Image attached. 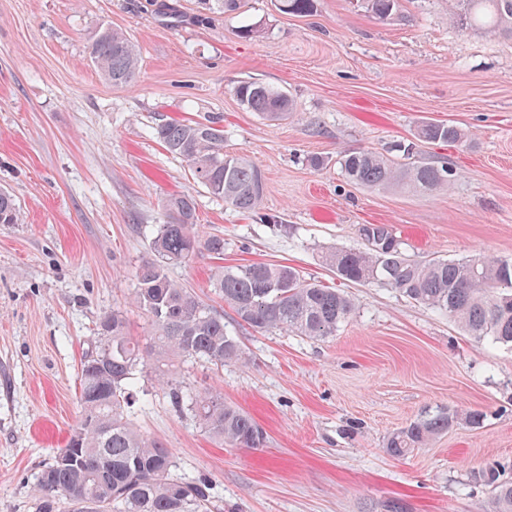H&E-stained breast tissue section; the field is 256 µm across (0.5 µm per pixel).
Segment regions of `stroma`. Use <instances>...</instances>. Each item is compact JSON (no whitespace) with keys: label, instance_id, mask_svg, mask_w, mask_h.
<instances>
[{"label":"stroma","instance_id":"obj_1","mask_svg":"<svg viewBox=\"0 0 512 512\" xmlns=\"http://www.w3.org/2000/svg\"><path fill=\"white\" fill-rule=\"evenodd\" d=\"M316 3L298 17L243 0L201 23L199 0H178L177 22L149 0H0V187L22 213L0 224V512H37L36 479L79 415L77 373L100 317L124 309L129 335H152L129 301L175 194L192 195L201 230L223 236L225 264L294 266L342 289L354 313L325 339L259 333L211 288L219 261L201 252L169 266L248 357L176 361V384L215 389L266 433L259 449L213 438L143 371L131 419L171 448L174 477L206 481L224 512H485L474 472L498 462L512 477V348L389 287L340 280L322 259L366 248L368 224L387 225L417 260L512 258V39L449 25L448 0H403L384 24L362 0ZM252 23L259 36L240 37ZM106 25L139 49L132 85H112L89 59ZM245 80L288 91L296 117L245 109L234 92ZM210 116L224 121L225 151L264 173L261 219L210 195L154 135L162 121ZM424 121L470 136L423 148L455 171L450 189L344 180L340 152L384 151ZM446 407L485 419L387 455L391 433Z\"/></svg>","mask_w":512,"mask_h":512}]
</instances>
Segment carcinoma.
Listing matches in <instances>:
<instances>
[{"label": "carcinoma", "mask_w": 512, "mask_h": 512, "mask_svg": "<svg viewBox=\"0 0 512 512\" xmlns=\"http://www.w3.org/2000/svg\"><path fill=\"white\" fill-rule=\"evenodd\" d=\"M449 19L460 30H486L512 38V0H448ZM240 0H203L211 13L232 12ZM278 9L300 17L312 15L315 0H277ZM366 10L379 21L397 15L401 0H365ZM89 57L114 85H130L139 72V53L132 40L110 26L100 27L89 41ZM240 102L268 121H285L295 112L284 90L257 81L235 88ZM163 147L182 159L193 179L211 195L244 213H256L264 194V175L248 158L224 151L221 119L166 121L154 128ZM465 145L468 134L444 122H425L414 140L394 150L408 162L372 150L343 152L339 164L344 179L373 188L405 186L431 191L449 188L454 174L444 162L414 159L418 143ZM165 220L156 225L150 249L153 258L139 268L131 305L150 321V343L126 333L124 311L104 313L94 347L81 362L80 412L65 447L44 465L35 485L39 512H56L65 499L73 512H220L210 500L207 484L174 478L173 452L145 436L129 418L138 373L152 369L157 383L168 389L172 406L188 411L206 433L236 448L264 447L265 435L243 409L224 402L212 391L189 392L173 382L170 363L193 358L216 367L247 360L238 337L224 326V317L204 304L189 288L170 279L166 267L189 262L204 250L224 259V237L205 235L197 224L195 201L188 194L164 203ZM20 211L9 190L0 188V224H17ZM373 228L392 239L379 251L336 249L324 258L336 275L352 283H379L457 321L470 336L512 347V259L405 257L400 243L384 224ZM215 292L257 332L323 339L336 335L354 312L348 295L305 278L293 266L258 262L216 266ZM483 412L443 408L426 414L392 433L385 452L396 458L426 447L436 436L461 422L478 425ZM475 480L491 488L488 512H512V481L500 478L498 467L487 466Z\"/></svg>", "instance_id": "cac0c4a2"}]
</instances>
